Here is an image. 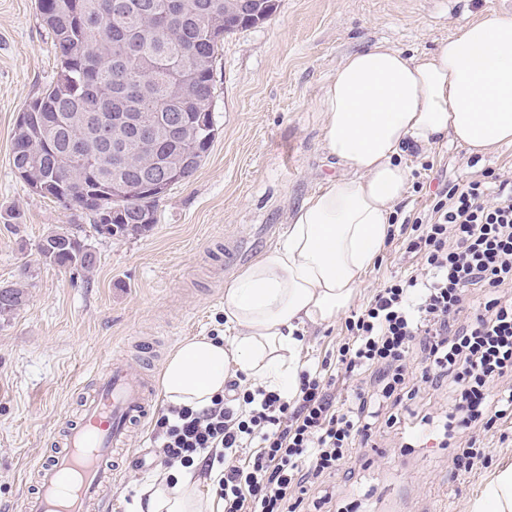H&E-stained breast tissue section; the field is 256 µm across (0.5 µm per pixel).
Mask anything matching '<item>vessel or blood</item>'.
<instances>
[{"mask_svg": "<svg viewBox=\"0 0 512 512\" xmlns=\"http://www.w3.org/2000/svg\"><path fill=\"white\" fill-rule=\"evenodd\" d=\"M156 404L149 386L122 360L99 375L79 417L59 433L48 460L35 469V488L22 512H112L114 459L127 449L130 431Z\"/></svg>", "mask_w": 512, "mask_h": 512, "instance_id": "vessel-or-blood-1", "label": "vessel or blood"}]
</instances>
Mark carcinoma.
I'll return each mask as SVG.
<instances>
[{
    "label": "carcinoma",
    "mask_w": 512,
    "mask_h": 512,
    "mask_svg": "<svg viewBox=\"0 0 512 512\" xmlns=\"http://www.w3.org/2000/svg\"><path fill=\"white\" fill-rule=\"evenodd\" d=\"M142 0H38L43 26L52 37L60 58L56 80L27 108L28 128L14 134L12 165L30 169L43 183L39 194L50 196L66 207L78 208L94 217L93 228L108 220L116 227L115 236L129 238L121 221L143 209L154 214L156 200L146 197H112V159L101 157L103 148L78 123L70 122L73 112L102 113L98 100L88 89L95 85L112 90L126 81L127 98L144 121L154 124L161 112L190 113V121L180 151L198 157L211 147L212 129L197 120L200 107L212 94L217 56L215 43L240 28L269 20L277 10L276 0H247L246 9L229 3L224 25L211 31L197 24L205 5L224 0H152L155 8H137ZM176 22L182 35L168 41L166 29ZM189 82L195 101L185 102L183 83ZM54 134L60 143L50 152L44 139ZM169 144L159 145L148 154L138 145L129 146L120 176L150 172ZM43 263L65 269L87 270L96 257L87 244L71 231H53L39 244ZM24 303L23 290L13 285L0 291V318L12 315Z\"/></svg>",
    "instance_id": "obj_1"
}]
</instances>
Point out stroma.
I'll return each instance as SVG.
<instances>
[{"label":"stroma","instance_id":"1","mask_svg":"<svg viewBox=\"0 0 512 512\" xmlns=\"http://www.w3.org/2000/svg\"><path fill=\"white\" fill-rule=\"evenodd\" d=\"M503 10L500 0H278L269 21L221 43L216 137L198 170L158 201L149 232L116 238L95 233L92 217L31 191L12 166L15 123L60 64L37 0H0V285L26 295L21 309L0 320V512H16L34 466L65 421L78 417L112 358H126L156 385L182 340L233 336L225 285L276 248L294 208L339 172L320 146L317 106L346 55L379 41L431 52L457 26ZM401 160L427 184L461 185L484 171L512 176V144L470 157L441 139L405 147ZM56 230L84 238L95 266L43 264L38 245ZM411 263L399 244L384 246L353 308ZM346 334L341 317L311 331L303 367L320 364ZM447 404V387L426 389L405 401L400 426L381 431L375 447L353 448L351 470L329 480L341 512H469L490 467L452 479L449 449H398L414 414ZM153 427L146 420L130 437L112 512H137L142 487L162 467Z\"/></svg>","mask_w":512,"mask_h":512}]
</instances>
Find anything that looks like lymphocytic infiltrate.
<instances>
[{
  "mask_svg": "<svg viewBox=\"0 0 512 512\" xmlns=\"http://www.w3.org/2000/svg\"><path fill=\"white\" fill-rule=\"evenodd\" d=\"M401 244L416 260L346 320L334 359L302 370L294 396L230 382L211 407H169L153 434L164 465L217 474L224 512H299L307 493L350 460L404 398L447 384L451 411L424 414L406 447L452 448L450 473L487 464L482 437L512 422V177L485 175L438 188L427 211L405 218ZM485 300L468 311L471 289ZM420 349L419 386L407 359ZM371 375L372 388L358 385ZM354 382L340 399L337 381ZM251 449L239 459L241 449Z\"/></svg>",
  "mask_w": 512,
  "mask_h": 512,
  "instance_id": "f902f5d3",
  "label": "lymphocytic infiltrate"
}]
</instances>
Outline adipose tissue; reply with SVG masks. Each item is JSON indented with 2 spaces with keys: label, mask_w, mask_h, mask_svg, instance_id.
<instances>
[{
  "label": "adipose tissue",
  "mask_w": 512,
  "mask_h": 512,
  "mask_svg": "<svg viewBox=\"0 0 512 512\" xmlns=\"http://www.w3.org/2000/svg\"><path fill=\"white\" fill-rule=\"evenodd\" d=\"M322 147L341 168L291 214L284 239L224 289L237 334L194 336L168 355V403L203 409L236 376L295 393L307 330L333 322L375 266L410 172L405 146L445 138L473 156L512 143V16L488 14L429 53L387 42L344 57L318 101ZM138 512H212L189 473H159ZM469 512H512V462L487 480Z\"/></svg>",
  "instance_id": "1"
}]
</instances>
